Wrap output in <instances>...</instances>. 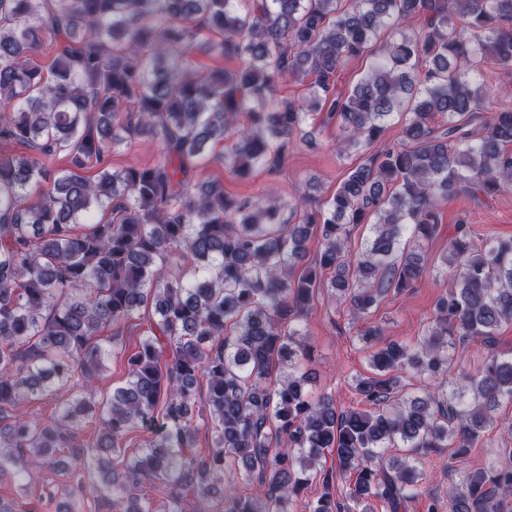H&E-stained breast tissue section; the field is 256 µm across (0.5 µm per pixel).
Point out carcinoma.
Returning <instances> with one entry per match:
<instances>
[{"instance_id":"obj_1","label":"carcinoma","mask_w":512,"mask_h":512,"mask_svg":"<svg viewBox=\"0 0 512 512\" xmlns=\"http://www.w3.org/2000/svg\"><path fill=\"white\" fill-rule=\"evenodd\" d=\"M407 17L410 34L399 29ZM204 33L242 67L189 72ZM377 43V60L334 95L340 68ZM45 45L46 68L33 60ZM490 57L512 65V0H0V141L30 149L0 154V480L24 492L34 468L52 469L57 512H86L89 496L118 512H207L216 495L219 512L406 508L433 477L424 458L467 452L512 404V357L496 351L512 321V237L476 246L455 225L443 257L451 285L415 345L370 352L372 375L353 383L362 409L309 394L300 323L324 289L347 304L359 341L381 342L372 308L425 275L440 204L512 188V105L487 107L474 83ZM288 78L311 103L266 108ZM318 111L360 156L330 196L308 181L284 218L274 196L236 198L189 177L213 158L241 175L280 165ZM395 115L401 143L371 151ZM125 133L157 139L158 160L112 170L106 155ZM57 155L70 168L51 171L44 159ZM360 224L370 235L355 250ZM313 238L321 249L308 262ZM177 258L189 272L172 273ZM148 307L155 319L127 378L92 400L112 355L102 332L121 335ZM473 341L484 362L448 379L456 349ZM416 375L427 384L409 393L403 378ZM201 378L204 453L193 420ZM57 390L70 399L54 421L19 411ZM88 417L100 425L86 445ZM138 425L151 440L129 453ZM326 452L336 458L327 472ZM316 477L320 493L300 501ZM144 485L162 488L164 507L136 494ZM445 509L512 512V448L458 471L448 499L426 505Z\"/></svg>"}]
</instances>
